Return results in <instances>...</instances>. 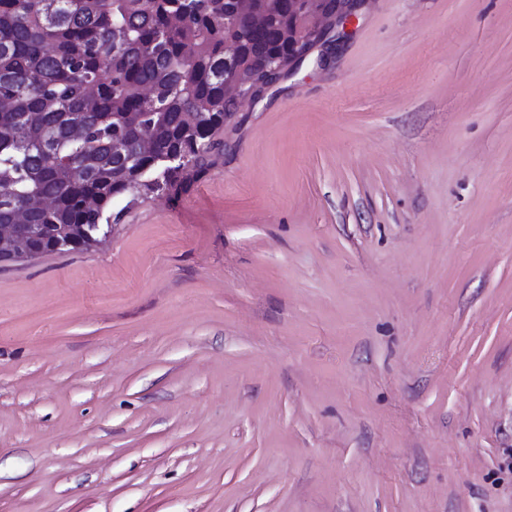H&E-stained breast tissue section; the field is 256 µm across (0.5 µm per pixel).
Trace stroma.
<instances>
[{
	"label": "stroma",
	"instance_id": "1",
	"mask_svg": "<svg viewBox=\"0 0 512 512\" xmlns=\"http://www.w3.org/2000/svg\"><path fill=\"white\" fill-rule=\"evenodd\" d=\"M220 140L0 265V512H512V0H370Z\"/></svg>",
	"mask_w": 512,
	"mask_h": 512
}]
</instances>
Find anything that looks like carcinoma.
Listing matches in <instances>:
<instances>
[{
  "instance_id": "obj_1",
  "label": "carcinoma",
  "mask_w": 512,
  "mask_h": 512,
  "mask_svg": "<svg viewBox=\"0 0 512 512\" xmlns=\"http://www.w3.org/2000/svg\"><path fill=\"white\" fill-rule=\"evenodd\" d=\"M230 0H0V224L32 210L28 248L61 253L109 223L114 204L177 194L215 164L237 101L224 96L225 53L264 84L288 68V0H254L264 28L225 19ZM154 97L144 99L139 88ZM84 126L80 138L72 125ZM151 139L119 160L113 149ZM182 157H171L177 151Z\"/></svg>"
}]
</instances>
